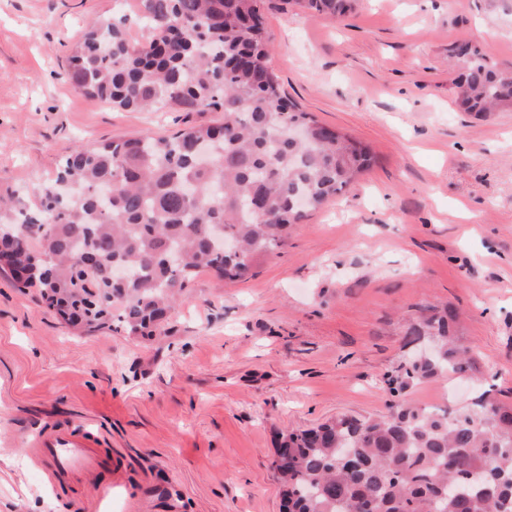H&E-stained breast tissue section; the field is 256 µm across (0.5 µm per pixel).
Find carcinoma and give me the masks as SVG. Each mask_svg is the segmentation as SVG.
Instances as JSON below:
<instances>
[{"label": "carcinoma", "mask_w": 512, "mask_h": 512, "mask_svg": "<svg viewBox=\"0 0 512 512\" xmlns=\"http://www.w3.org/2000/svg\"><path fill=\"white\" fill-rule=\"evenodd\" d=\"M297 3L331 18L352 8V0ZM139 4L146 39H130L122 17L100 20L69 58L75 88L121 109L213 110L224 121L76 147L39 203L0 199V233L17 239L0 269L22 288H40L73 326L113 322L129 336H151L193 276L246 278L372 157L348 135L326 132L281 89L260 22L276 0ZM459 59L463 111L512 108V68L478 47ZM293 127L303 129L297 139ZM226 241L241 255L226 252ZM35 254L49 256V267L20 275ZM87 254L90 273L81 266ZM456 326L448 309L421 307L405 336L413 346L433 342V355L404 358L385 380L391 394L473 370ZM277 439L282 512H512V408L489 390L461 411L398 401L378 418L340 416Z\"/></svg>", "instance_id": "1"}]
</instances>
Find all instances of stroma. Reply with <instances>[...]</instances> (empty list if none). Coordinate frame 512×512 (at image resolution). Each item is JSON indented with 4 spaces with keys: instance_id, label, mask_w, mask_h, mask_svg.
Listing matches in <instances>:
<instances>
[{
    "instance_id": "1",
    "label": "stroma",
    "mask_w": 512,
    "mask_h": 512,
    "mask_svg": "<svg viewBox=\"0 0 512 512\" xmlns=\"http://www.w3.org/2000/svg\"><path fill=\"white\" fill-rule=\"evenodd\" d=\"M138 0H0V193L36 203L77 146L217 124L215 111L114 108L68 59L100 19L142 39ZM287 97L373 161L252 276L192 280L159 335L66 324L0 274V512H280L278 432L386 413L384 376L418 305L453 309L477 369L407 389L460 409L512 405V110L459 109L450 48L512 67V0H355L334 20L264 12ZM102 429L122 472L58 493L30 436ZM108 483L105 494L95 484Z\"/></svg>"
}]
</instances>
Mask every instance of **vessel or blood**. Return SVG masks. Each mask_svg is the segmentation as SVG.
Segmentation results:
<instances>
[{
  "mask_svg": "<svg viewBox=\"0 0 512 512\" xmlns=\"http://www.w3.org/2000/svg\"><path fill=\"white\" fill-rule=\"evenodd\" d=\"M41 467L58 488L71 478L89 474L111 464L112 450L89 426L70 430L46 428L32 437Z\"/></svg>",
  "mask_w": 512,
  "mask_h": 512,
  "instance_id": "b4317fda",
  "label": "vessel or blood"
}]
</instances>
